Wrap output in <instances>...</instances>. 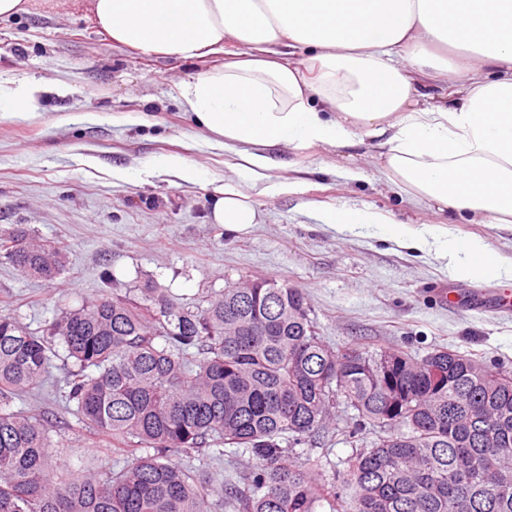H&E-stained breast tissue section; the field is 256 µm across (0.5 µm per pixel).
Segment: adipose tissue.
Listing matches in <instances>:
<instances>
[{
  "mask_svg": "<svg viewBox=\"0 0 512 512\" xmlns=\"http://www.w3.org/2000/svg\"><path fill=\"white\" fill-rule=\"evenodd\" d=\"M112 45L224 64L176 85L187 112L223 148L211 218L230 232L259 223L261 201L301 192L311 150L336 152L356 181L357 148L410 207L512 234V0H75ZM235 51H227V44ZM308 57L292 59L293 51ZM291 151L285 161L279 148ZM296 178H288V171ZM350 223L451 263L454 276L512 278L485 240L450 239L370 207L323 206Z\"/></svg>",
  "mask_w": 512,
  "mask_h": 512,
  "instance_id": "obj_1",
  "label": "adipose tissue"
}]
</instances>
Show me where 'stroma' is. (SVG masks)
Instances as JSON below:
<instances>
[{"label":"stroma","instance_id":"35a3bbf8","mask_svg":"<svg viewBox=\"0 0 512 512\" xmlns=\"http://www.w3.org/2000/svg\"><path fill=\"white\" fill-rule=\"evenodd\" d=\"M32 2V13L0 21V79L36 87L32 110L0 119V230L20 224L63 247L65 267L43 280L0 261V315L42 335L63 311L116 282L155 284L194 308L233 283L272 278L307 294L318 334L334 347L395 345L420 359L444 346L512 370V316L472 300L512 281L457 279L445 259H421L365 230L321 224L307 210L311 203L368 206L404 222L431 220L383 185L315 174L304 192L264 199L260 224L233 233L212 222L204 185L154 169L133 183L113 177L115 168L176 153L223 176V149L170 94L223 59L115 48L70 0ZM446 291L456 303L442 300ZM68 370L55 358L44 386L14 399L12 410L54 413L51 451L73 471L89 464L120 470L126 457L91 440L67 401ZM296 451L337 483L352 448L335 434ZM178 462L208 478L207 498L216 503L223 446Z\"/></svg>","mask_w":512,"mask_h":512}]
</instances>
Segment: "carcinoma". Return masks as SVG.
<instances>
[{
  "label": "carcinoma",
  "instance_id": "1",
  "mask_svg": "<svg viewBox=\"0 0 512 512\" xmlns=\"http://www.w3.org/2000/svg\"><path fill=\"white\" fill-rule=\"evenodd\" d=\"M0 258L44 280L63 269L62 252L21 226L0 233ZM137 291L114 286L44 336L0 315V512H211L171 454L214 444L256 461L224 479L231 512H512V370L445 347L420 360L397 346L337 351L305 293L274 279L194 311L156 285ZM55 337L89 433L131 456L119 471L51 466L52 419L9 409L42 383ZM342 400L349 438L387 436L355 447L339 488L293 449L328 431Z\"/></svg>",
  "mask_w": 512,
  "mask_h": 512
}]
</instances>
